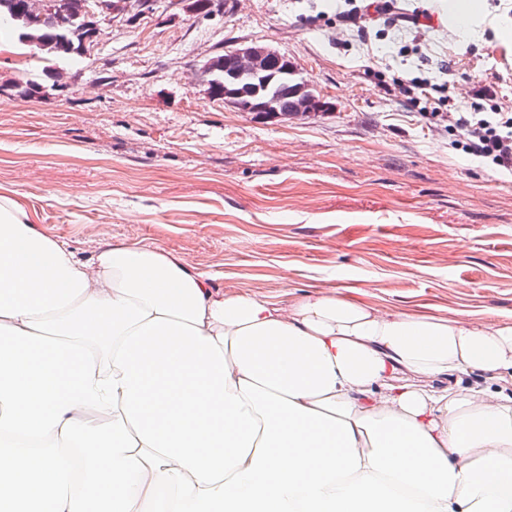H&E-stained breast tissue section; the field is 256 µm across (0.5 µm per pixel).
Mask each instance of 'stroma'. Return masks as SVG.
I'll use <instances>...</instances> for the list:
<instances>
[{"mask_svg":"<svg viewBox=\"0 0 512 512\" xmlns=\"http://www.w3.org/2000/svg\"><path fill=\"white\" fill-rule=\"evenodd\" d=\"M353 0H177L102 22L89 55L0 52V193L83 257L137 242L180 254L224 293L273 302L322 288L388 312L512 324V175L453 144L393 79L447 87L448 112L481 94L512 107V0H482L483 30L349 26ZM285 54L330 111L263 121L195 87L237 44ZM67 87H45L44 68ZM43 84L22 96L20 85Z\"/></svg>","mask_w":512,"mask_h":512,"instance_id":"stroma-1","label":"stroma"}]
</instances>
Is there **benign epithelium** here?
<instances>
[{"mask_svg": "<svg viewBox=\"0 0 512 512\" xmlns=\"http://www.w3.org/2000/svg\"><path fill=\"white\" fill-rule=\"evenodd\" d=\"M129 2L93 0L90 5L84 0L83 22L70 30L71 49L80 55L89 53L101 35L100 17L124 12ZM22 9L31 25L62 22L58 0H24ZM298 75L297 66L279 51L256 43L241 44L201 63L197 86L211 100L266 119H297L328 110L324 96Z\"/></svg>", "mask_w": 512, "mask_h": 512, "instance_id": "benign-epithelium-1", "label": "benign epithelium"}]
</instances>
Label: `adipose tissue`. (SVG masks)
<instances>
[{
    "label": "adipose tissue",
    "instance_id": "obj_1",
    "mask_svg": "<svg viewBox=\"0 0 512 512\" xmlns=\"http://www.w3.org/2000/svg\"><path fill=\"white\" fill-rule=\"evenodd\" d=\"M0 512H512V325L86 260L1 194Z\"/></svg>",
    "mask_w": 512,
    "mask_h": 512
}]
</instances>
